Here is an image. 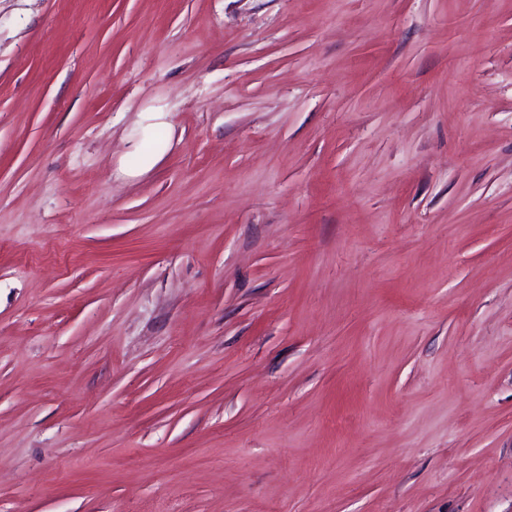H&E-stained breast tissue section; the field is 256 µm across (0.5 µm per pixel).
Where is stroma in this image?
Segmentation results:
<instances>
[{"label": "stroma", "instance_id": "1", "mask_svg": "<svg viewBox=\"0 0 512 512\" xmlns=\"http://www.w3.org/2000/svg\"><path fill=\"white\" fill-rule=\"evenodd\" d=\"M0 512H512V0H0Z\"/></svg>", "mask_w": 512, "mask_h": 512}]
</instances>
